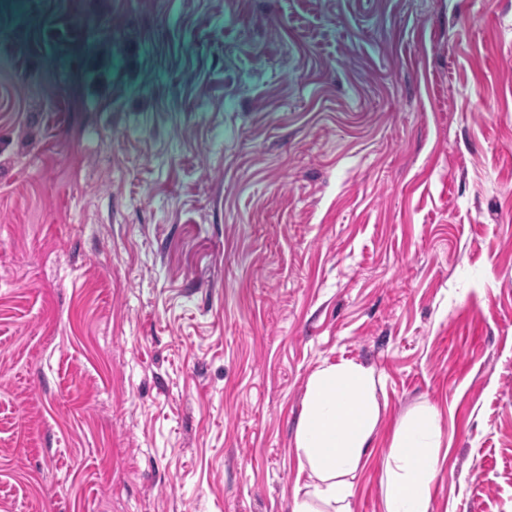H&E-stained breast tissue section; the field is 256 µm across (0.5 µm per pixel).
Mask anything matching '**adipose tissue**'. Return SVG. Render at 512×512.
I'll use <instances>...</instances> for the list:
<instances>
[{"instance_id":"obj_1","label":"adipose tissue","mask_w":512,"mask_h":512,"mask_svg":"<svg viewBox=\"0 0 512 512\" xmlns=\"http://www.w3.org/2000/svg\"><path fill=\"white\" fill-rule=\"evenodd\" d=\"M380 385L373 368L354 360L310 375L295 436L306 480L293 512H351L353 479L381 418ZM442 439L440 413L428 403L396 429L381 478L384 512H429Z\"/></svg>"}]
</instances>
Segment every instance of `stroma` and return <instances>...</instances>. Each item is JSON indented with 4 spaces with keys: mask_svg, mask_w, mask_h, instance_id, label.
I'll list each match as a JSON object with an SVG mask.
<instances>
[{
    "mask_svg": "<svg viewBox=\"0 0 512 512\" xmlns=\"http://www.w3.org/2000/svg\"><path fill=\"white\" fill-rule=\"evenodd\" d=\"M342 360L512 512V0H0V512H292Z\"/></svg>",
    "mask_w": 512,
    "mask_h": 512,
    "instance_id": "obj_1",
    "label": "stroma"
}]
</instances>
